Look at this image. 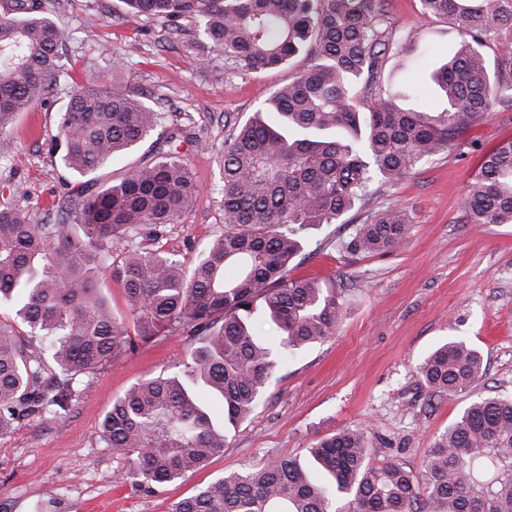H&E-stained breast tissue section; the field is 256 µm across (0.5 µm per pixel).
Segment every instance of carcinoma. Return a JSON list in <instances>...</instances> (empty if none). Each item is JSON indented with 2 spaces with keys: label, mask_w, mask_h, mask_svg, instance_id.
Segmentation results:
<instances>
[{
  "label": "carcinoma",
  "mask_w": 512,
  "mask_h": 512,
  "mask_svg": "<svg viewBox=\"0 0 512 512\" xmlns=\"http://www.w3.org/2000/svg\"><path fill=\"white\" fill-rule=\"evenodd\" d=\"M120 2L127 16L161 20L177 35L182 21L195 22L204 60L242 72L309 57L263 108L227 122L224 233L188 267L135 244L178 223L198 193L175 146L184 130L118 81L74 89L60 113L62 162L81 177L61 197L60 219L35 223L0 202V305L29 328L25 336L0 323V439L20 410L67 412L79 376L177 326L190 337L178 371L133 384L102 421L105 447L128 463L117 480L153 492L224 449L290 355L335 335L343 310L336 285L292 276L304 231L343 221L375 184L404 181L489 113L512 111V44L500 39L512 33V0H420L423 17L451 19L461 32L421 87L381 81L395 54L385 0ZM48 13L43 0H12L0 14V134L59 80L64 34ZM431 91L446 102L442 111L402 106ZM159 127L148 160L119 180L102 178ZM466 208L477 226L512 224V138L482 153ZM410 228L407 214L389 207L342 248L385 252ZM115 237L129 243L119 260ZM104 279L122 286L125 314L110 310ZM261 320L275 338L258 333ZM483 374L480 351L457 339L416 367L430 398L463 394ZM309 455L328 480L280 453L225 474L172 512H512V397L472 402L419 472L370 462L366 426L317 439Z\"/></svg>",
  "instance_id": "carcinoma-1"
}]
</instances>
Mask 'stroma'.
Instances as JSON below:
<instances>
[{
  "mask_svg": "<svg viewBox=\"0 0 512 512\" xmlns=\"http://www.w3.org/2000/svg\"><path fill=\"white\" fill-rule=\"evenodd\" d=\"M51 2V17L66 35L59 50L66 74L46 100L0 134V201L17 204L34 221L54 219L59 197L75 180L53 150L58 114L72 89L118 80L184 123L195 139L181 147L200 186L193 204L157 239L141 242L145 250L191 263L224 230L225 116H251L277 86L293 80L305 56L260 74L221 60L203 66L190 35H172L160 21L127 18L120 0ZM423 24L417 51L394 55L386 80L427 78L424 56L453 50L460 38L451 21ZM510 136L512 112L491 113L407 180L378 187L347 223L307 229L295 274L342 288L336 334L289 358L264 404L204 468L146 493L116 484L125 463L101 440L113 400L183 356L186 335L174 332L84 376L66 413L21 419L0 439V512H36L49 496L56 512H171L175 502L225 473L276 453H305L317 438L365 424L372 461L420 470L435 437L472 401L512 395V224H471L465 206L482 151ZM388 206L411 218L404 244L381 254L344 253L342 241ZM455 338L481 352L485 374L466 393L427 398L415 368Z\"/></svg>",
  "mask_w": 512,
  "mask_h": 512,
  "instance_id": "stroma-1",
  "label": "stroma"
}]
</instances>
